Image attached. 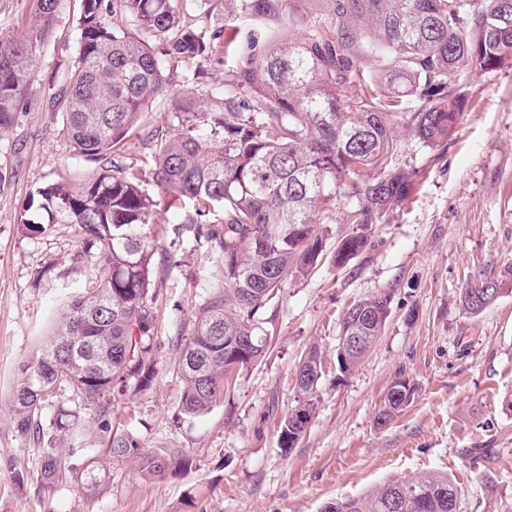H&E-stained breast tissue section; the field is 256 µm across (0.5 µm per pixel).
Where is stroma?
I'll list each match as a JSON object with an SVG mask.
<instances>
[{
  "label": "stroma",
  "mask_w": 512,
  "mask_h": 512,
  "mask_svg": "<svg viewBox=\"0 0 512 512\" xmlns=\"http://www.w3.org/2000/svg\"><path fill=\"white\" fill-rule=\"evenodd\" d=\"M179 13L206 33L226 20L224 0H181ZM79 15L80 0H63L14 122L0 131V172L8 175L0 185V512H321L327 502L426 470L451 476L461 512H512V276L503 274L512 267V69L464 74L469 109L440 146L402 134L397 160L418 173L409 200L372 225L367 247L345 267L327 261L282 285L265 312L274 335L264 356L239 375L229 398L191 423L178 415L176 334L223 267L190 236L176 265L156 261L154 378L116 396L114 424L132 430L143 452L189 451L195 467L145 480L125 459L94 489L41 487L40 454L15 427L12 389L20 363L76 293L79 237L71 224L26 236L17 217L37 186L95 169L76 157L56 100L57 75L77 57ZM197 72L208 91L233 79L227 61L179 64L152 104L156 123L176 126L174 107ZM46 265L52 274L36 280ZM489 276L501 278V295L479 315L466 314L462 289ZM377 294L390 297L383 334L354 371L340 374L339 321L351 303ZM313 347L324 362L316 413L284 452L268 405L277 401L282 415L293 407L298 361ZM400 373L414 398L377 427Z\"/></svg>",
  "instance_id": "35a3bbf8"
}]
</instances>
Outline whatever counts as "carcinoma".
<instances>
[{
    "label": "carcinoma",
    "instance_id": "cac0c4a2",
    "mask_svg": "<svg viewBox=\"0 0 512 512\" xmlns=\"http://www.w3.org/2000/svg\"><path fill=\"white\" fill-rule=\"evenodd\" d=\"M176 2L112 0L109 22L104 0H81L78 57L61 78L63 121L76 156L97 170L77 183L37 187L20 215L27 235L77 225L74 260L90 261L80 293L21 365L13 389L18 432L42 445L43 487L97 483L95 469L69 463L55 448L84 413L107 435L90 449L99 465L138 458L147 479L195 465L182 449L146 455L131 432L112 426L115 393L132 379L145 386L154 374L150 286L160 235H191L223 259V283L199 296L179 330L180 414L194 420L224 398L230 377L263 356L273 333L264 313L282 285L275 273L304 277L317 268L324 256L317 225L330 220L336 200L352 203L345 223L356 230L338 244L348 259L367 245L369 225L408 200L417 172L394 160L397 129L426 147L440 145L466 109L462 74L512 68V0H224L233 12L285 15L298 33L239 56L233 91L216 107L182 101L170 132L150 120L149 103L167 89L176 64L207 62L225 48L220 33L181 24ZM60 4L37 0L26 40L0 37L1 131L13 122ZM131 27L175 36L159 55ZM369 55L381 58L371 79L362 68ZM132 136L160 198L117 162ZM162 209L179 222L168 227ZM495 293L469 283L460 302L477 315ZM389 304L380 294L347 307L339 332L361 336V347L336 357L342 373L381 336ZM323 374L312 348L297 367L295 405L280 420L282 451L301 438L300 416L312 420ZM61 391L67 401L42 417L43 404ZM411 395L399 374L376 425L388 424ZM340 502L339 512H459L458 489L439 471L394 477Z\"/></svg>",
    "mask_w": 512,
    "mask_h": 512
}]
</instances>
